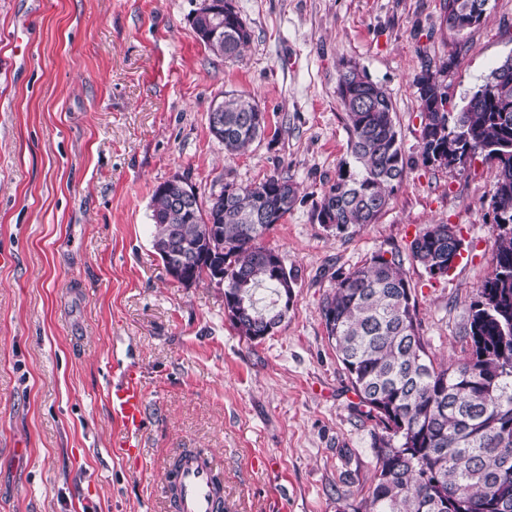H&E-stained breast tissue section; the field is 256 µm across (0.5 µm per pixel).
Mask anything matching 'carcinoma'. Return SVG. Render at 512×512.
Masks as SVG:
<instances>
[{"label": "carcinoma", "mask_w": 512, "mask_h": 512, "mask_svg": "<svg viewBox=\"0 0 512 512\" xmlns=\"http://www.w3.org/2000/svg\"><path fill=\"white\" fill-rule=\"evenodd\" d=\"M489 0L457 4L461 33L479 25ZM223 36L203 45L235 60L251 40L232 7H217ZM440 71L414 79L422 115L423 163L451 168L448 155L472 149L494 163L492 196L498 246L493 273L469 304V356L434 364L417 323L416 302L398 253H375L335 277L321 311L328 339L352 388L381 434L373 445L374 484L363 512H512V56L505 58L457 111L448 109ZM336 94L355 168L343 166L320 197L318 223L338 234L375 223L402 182L408 161L394 122L391 96L353 66L339 74ZM224 152L237 155L265 135L263 112L250 94L220 101ZM288 171L254 185L226 183L202 207L158 185L151 199L152 245L162 262L182 264L183 276L224 285V311L238 333L258 341L278 328L293 303L295 276L264 244L269 230L296 204ZM463 241L448 224H431L410 244L427 273L449 269ZM275 298L260 308L257 289Z\"/></svg>", "instance_id": "carcinoma-1"}]
</instances>
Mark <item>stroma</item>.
Here are the masks:
<instances>
[{
    "label": "stroma",
    "mask_w": 512,
    "mask_h": 512,
    "mask_svg": "<svg viewBox=\"0 0 512 512\" xmlns=\"http://www.w3.org/2000/svg\"><path fill=\"white\" fill-rule=\"evenodd\" d=\"M444 2L235 0L251 43L227 60L197 39L194 0H0V512H167L164 477L187 448L221 457L232 512H360L377 428L327 337L332 275L403 252L429 356L459 361L497 245L495 166L423 164L413 81L441 69L462 104L512 54V0L461 34ZM349 64L390 92L409 167L377 223L335 234L314 211L352 160L336 94ZM232 91L255 96L267 128L228 156L207 111ZM281 169L298 198L265 243L295 297L252 342L223 286L167 276L151 197L174 175L205 202ZM431 224L464 241L438 279L407 255ZM130 363L148 399L132 459L106 401Z\"/></svg>",
    "instance_id": "1"
}]
</instances>
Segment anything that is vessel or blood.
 Returning <instances> with one entry per match:
<instances>
[{
  "instance_id": "vessel-or-blood-1",
  "label": "vessel or blood",
  "mask_w": 512,
  "mask_h": 512,
  "mask_svg": "<svg viewBox=\"0 0 512 512\" xmlns=\"http://www.w3.org/2000/svg\"><path fill=\"white\" fill-rule=\"evenodd\" d=\"M107 402L113 420L124 432L119 443L123 454L136 456L147 409L146 390L137 366H125L119 383L108 393ZM221 471V460L215 452L194 451L170 479L176 489V512H221L222 497L216 489Z\"/></svg>"
}]
</instances>
